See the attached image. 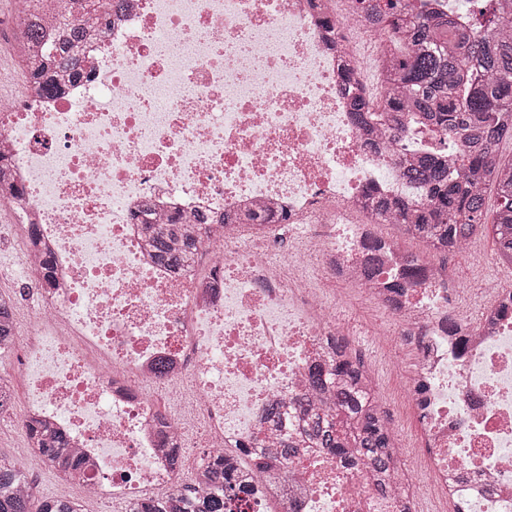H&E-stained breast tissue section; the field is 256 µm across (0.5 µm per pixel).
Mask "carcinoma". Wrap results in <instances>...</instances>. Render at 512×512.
I'll use <instances>...</instances> for the list:
<instances>
[{
    "mask_svg": "<svg viewBox=\"0 0 512 512\" xmlns=\"http://www.w3.org/2000/svg\"><path fill=\"white\" fill-rule=\"evenodd\" d=\"M78 15H90L102 24L121 9L123 0H74ZM360 9L380 21L389 32L384 53L387 98L380 111H372L370 98L360 92L351 97L355 120L363 127L378 121L384 126L409 113L428 134L442 142L463 140L457 145L456 162L448 154L430 149L401 159L410 179L423 185L426 195L416 208L404 199L368 194L366 207L375 214H389L401 235L425 242L434 257L443 261L477 236L492 235L498 258L512 264V157L500 151L512 140V12L496 11L488 0H476L474 28L458 27L448 15L430 17L423 7L407 0H358ZM39 0H17L18 37L33 45L42 42L35 22ZM84 20L62 19L51 34L53 52L27 64L30 79L45 95H56L73 78L83 76ZM493 185L497 208L493 222L486 219V190ZM149 245L155 256L180 274L193 263L200 244L181 224H149ZM406 279L390 285L395 293L424 279L425 259L405 258ZM12 302L0 293V342L12 335ZM336 358L310 372L311 391L298 395L294 407L304 420V434L313 448L338 453L356 449L378 478L377 489L387 488L384 475L397 464L394 433L387 425L376 398L357 389L365 376L361 363L335 344ZM328 390L331 398L320 402L315 394ZM29 442L42 449L50 468L71 484L83 479L82 465L59 431L25 424ZM297 443L283 438L274 463L281 466L297 455ZM248 463L232 456L210 459L204 475L214 484L211 493L198 498L188 485H179L161 498H145L129 512H169L173 498L190 512H224V493L238 500L253 491ZM29 481L27 472L0 456V512H84L82 503L41 499L18 491Z\"/></svg>",
    "mask_w": 512,
    "mask_h": 512,
    "instance_id": "cac0c4a2",
    "label": "carcinoma"
}]
</instances>
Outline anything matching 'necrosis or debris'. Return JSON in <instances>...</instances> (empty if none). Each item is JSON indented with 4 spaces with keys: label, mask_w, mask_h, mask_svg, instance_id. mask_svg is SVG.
<instances>
[{
    "label": "necrosis or debris",
    "mask_w": 512,
    "mask_h": 512,
    "mask_svg": "<svg viewBox=\"0 0 512 512\" xmlns=\"http://www.w3.org/2000/svg\"><path fill=\"white\" fill-rule=\"evenodd\" d=\"M387 39L355 0H125L88 33L85 77L0 98V213L17 231L0 279L37 294L0 358V381L23 387L0 421L63 431L87 496L132 504L180 483L178 460L254 456L268 405L304 392L349 335L333 290L354 282L385 316L375 336L414 340L428 486L453 512H512V313L455 311L435 269L393 295L405 250L375 240L363 204L372 186L423 199L398 160L423 150L421 126L365 130L342 85L348 66L366 83L360 41ZM252 211L266 223H235ZM203 214L197 264L172 273L145 224ZM370 478L304 448L226 510L416 512L428 487L397 474L382 494Z\"/></svg>",
    "instance_id": "1"
}]
</instances>
